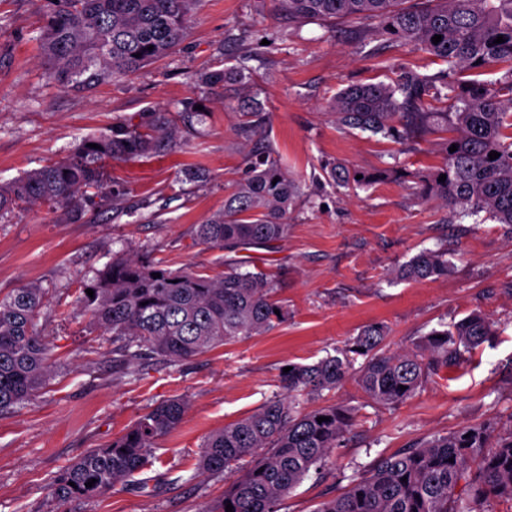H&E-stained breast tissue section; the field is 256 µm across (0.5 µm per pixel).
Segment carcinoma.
Here are the masks:
<instances>
[{"mask_svg":"<svg viewBox=\"0 0 512 512\" xmlns=\"http://www.w3.org/2000/svg\"><path fill=\"white\" fill-rule=\"evenodd\" d=\"M198 0H47L41 21L43 51L61 86H90L128 77L175 50L186 38ZM278 12L297 22L345 20L370 24L374 36L422 51L448 63L433 78L402 71L391 83L353 84L328 104L342 127L383 138L446 132L444 161L423 185L421 196L438 197L482 213L512 231V0H275ZM439 35L441 41L432 42ZM503 36L504 42L494 43ZM153 50H147V47ZM502 72L492 85L475 80ZM473 79L449 80L456 72ZM241 79L234 69L206 72L205 86ZM452 92L446 112L435 83ZM174 142L163 118L150 129L120 128L82 144L65 160L50 162L0 186V214L24 205L60 207L74 217L104 188L103 162L165 150ZM457 150L449 151L451 146ZM496 151L500 156L489 159ZM446 180L438 181L440 175ZM382 174L340 168L339 184L369 187ZM298 196L296 180L269 155L257 158L250 175L224 199V210L195 229L198 243L237 252L271 249L288 236V209ZM161 277L155 278L153 274ZM448 275V250L425 249L394 272L421 282ZM84 289L81 303L91 322L124 342L129 360L142 351L157 360L181 362L246 336L272 330L280 316L275 285L261 271L229 266L213 276L172 272L159 263L116 256ZM46 301L43 289L26 285L0 295V411L30 400L49 381L48 348L36 332ZM494 323L473 311L446 329H434L411 346L391 350L382 323L313 364H290L282 374L286 394L210 434L199 457L203 475L232 477L224 500L202 512H280L281 502L340 445L355 422L354 410L336 405L302 413L299 398H313L353 378L377 405H398L427 379L461 366L464 353L493 335ZM364 362L355 365L357 357ZM405 389H400V386ZM182 399L157 403L104 448H94L52 483L56 500L97 498L148 464L155 442L182 423ZM323 417L325 421L318 422ZM454 462H449V459ZM248 460L246 465L240 461ZM407 481H402V478ZM95 480L91 487L85 486ZM497 502L512 506V432L494 437L484 425L379 457L357 473L341 495L314 512H483Z\"/></svg>","mask_w":512,"mask_h":512,"instance_id":"1","label":"carcinoma"}]
</instances>
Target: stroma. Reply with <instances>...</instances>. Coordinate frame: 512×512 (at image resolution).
I'll list each match as a JSON object with an SVG mask.
<instances>
[{
  "instance_id": "obj_1",
  "label": "stroma",
  "mask_w": 512,
  "mask_h": 512,
  "mask_svg": "<svg viewBox=\"0 0 512 512\" xmlns=\"http://www.w3.org/2000/svg\"><path fill=\"white\" fill-rule=\"evenodd\" d=\"M44 0H0V185L69 157L117 126L149 127L167 114L177 137L166 152L114 161L108 190L79 219L41 205L0 217V295L35 284L47 303L37 331L50 350V385L0 412V512H201L230 481L204 476V440L273 396L281 371L333 353L374 322L387 344L411 345L479 310L495 333L455 373L440 371L406 402L377 406L355 380L303 409H356L352 433L281 503L314 512L341 495L357 467L467 425L512 420V233L423 202L421 179L443 162L442 134L387 139L343 128L327 103L353 83L432 75L440 60L382 44L352 24L294 22L273 0H199L183 44L138 74L91 89L51 78L39 41ZM242 68L244 84L204 87L200 73ZM251 99L254 113L239 106ZM257 133L246 130L248 123ZM268 152L298 180L287 237L274 251L225 253L198 244L195 228L222 211L252 158ZM382 173L370 187L336 184L334 168ZM204 172L189 181L188 170ZM447 245V276L394 282L391 271L423 249ZM116 254L210 275L244 262L276 283L284 319L270 332L179 363L127 365L111 334L91 323L81 290ZM180 398L179 428L157 440L148 465L94 499L55 500L50 486L91 448L109 444L158 402Z\"/></svg>"
}]
</instances>
